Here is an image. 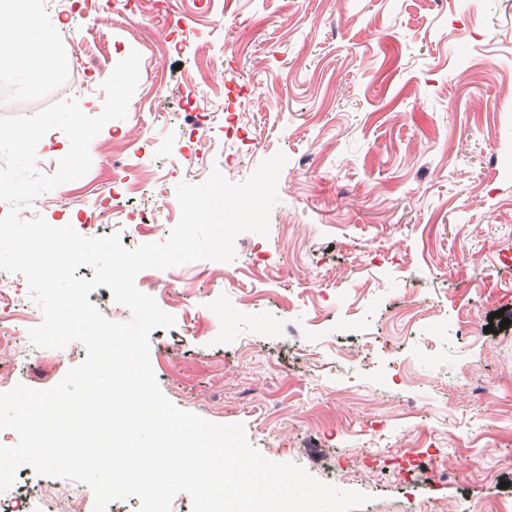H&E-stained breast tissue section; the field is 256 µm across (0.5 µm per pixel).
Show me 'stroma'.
Returning a JSON list of instances; mask_svg holds the SVG:
<instances>
[{
	"mask_svg": "<svg viewBox=\"0 0 512 512\" xmlns=\"http://www.w3.org/2000/svg\"><path fill=\"white\" fill-rule=\"evenodd\" d=\"M28 40L47 78L30 87L0 59V115L31 114L88 83L81 110L131 51L138 110L90 144L82 178L37 197L48 223L95 210L112 157L157 148L140 185L167 197L187 180L173 145L229 180L284 153L268 236L235 240L234 281L212 261L143 270L170 281L175 324L149 336L151 366L179 409L244 424L266 459L369 494L359 512H512V0H136L90 13L74 47L41 12ZM221 57L220 70L197 71ZM227 295L223 316L211 301ZM467 305L471 337L424 335V318ZM343 321L341 336L327 324ZM87 349L44 353L34 388L56 385ZM278 401V413L269 402ZM379 429L387 466L358 451ZM420 456L413 483L402 469Z\"/></svg>",
	"mask_w": 512,
	"mask_h": 512,
	"instance_id": "obj_1",
	"label": "stroma"
}]
</instances>
